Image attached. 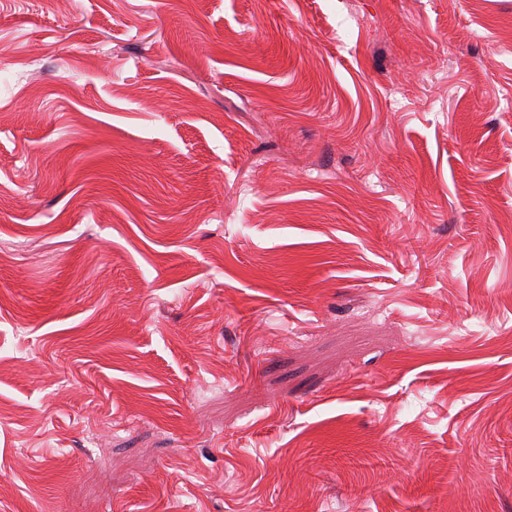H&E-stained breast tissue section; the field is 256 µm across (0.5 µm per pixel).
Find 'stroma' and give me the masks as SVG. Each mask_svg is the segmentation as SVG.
<instances>
[{"mask_svg":"<svg viewBox=\"0 0 512 512\" xmlns=\"http://www.w3.org/2000/svg\"><path fill=\"white\" fill-rule=\"evenodd\" d=\"M0 512H512V0H0Z\"/></svg>","mask_w":512,"mask_h":512,"instance_id":"1","label":"stroma"}]
</instances>
